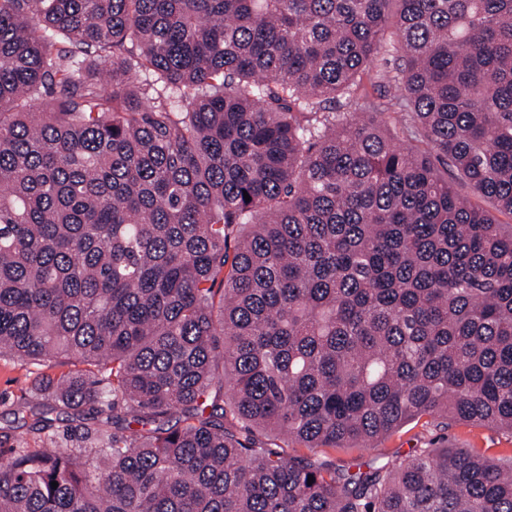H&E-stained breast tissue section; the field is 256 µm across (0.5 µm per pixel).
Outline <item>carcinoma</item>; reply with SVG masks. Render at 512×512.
<instances>
[{
  "label": "carcinoma",
  "instance_id": "1",
  "mask_svg": "<svg viewBox=\"0 0 512 512\" xmlns=\"http://www.w3.org/2000/svg\"><path fill=\"white\" fill-rule=\"evenodd\" d=\"M499 214L512 0H0V355L75 366L0 512H512V456L284 450L512 434ZM448 445L456 448H474L481 455L497 460L501 456H512V437L497 429L472 425L463 422L449 423L448 428L441 427L437 420L423 416L412 420L393 431L376 444L374 448H317L311 450L289 443L287 452L292 455L323 456L324 451L336 465L350 467L352 472L368 470L384 455L406 459L417 448H432L431 445ZM83 423L92 424L93 421H83L74 420V421H56L54 424V429L58 435L59 444L61 448H72L78 440L80 439V434L82 433L81 426Z\"/></svg>",
  "mask_w": 512,
  "mask_h": 512
}]
</instances>
